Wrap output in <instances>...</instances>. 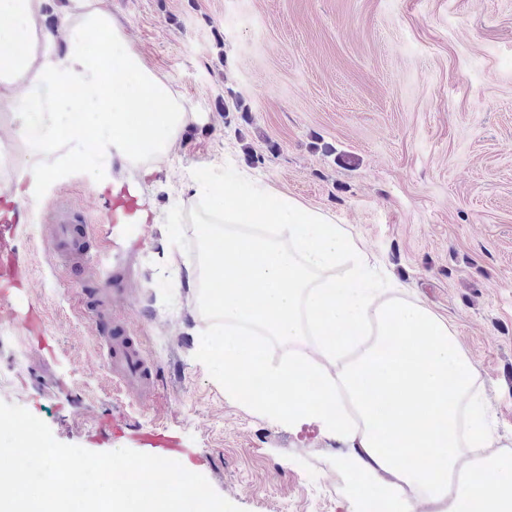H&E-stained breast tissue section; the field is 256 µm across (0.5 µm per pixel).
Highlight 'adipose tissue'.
<instances>
[{"instance_id": "ef3b65f1", "label": "adipose tissue", "mask_w": 512, "mask_h": 512, "mask_svg": "<svg viewBox=\"0 0 512 512\" xmlns=\"http://www.w3.org/2000/svg\"><path fill=\"white\" fill-rule=\"evenodd\" d=\"M0 112L20 155L0 157V195L24 204L45 177L90 173L156 221L158 183L195 118L104 0H0ZM182 193L206 246L184 263L212 323L201 366L249 410L339 443L359 499L384 512H512V456L474 392L477 370L453 327L423 303L386 297L360 236L241 173L194 168ZM312 350L271 364L255 331Z\"/></svg>"}]
</instances>
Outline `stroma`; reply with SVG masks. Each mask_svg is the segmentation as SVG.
I'll list each match as a JSON object with an SVG mask.
<instances>
[{"label":"stroma","instance_id":"1","mask_svg":"<svg viewBox=\"0 0 512 512\" xmlns=\"http://www.w3.org/2000/svg\"><path fill=\"white\" fill-rule=\"evenodd\" d=\"M146 61L195 107L141 243H113L109 191L80 170L44 182L16 226L30 271L16 309L41 308L39 344L0 321V401L88 446L100 424L167 427L193 472L244 512H360L335 491L341 446L273 424L197 362L207 328L172 276L192 256L202 162L257 179L348 225L395 283L447 318L478 371L490 424L512 447V0H108ZM68 204L90 225L80 263L54 249ZM135 337L153 395L112 377L113 331Z\"/></svg>","mask_w":512,"mask_h":512}]
</instances>
